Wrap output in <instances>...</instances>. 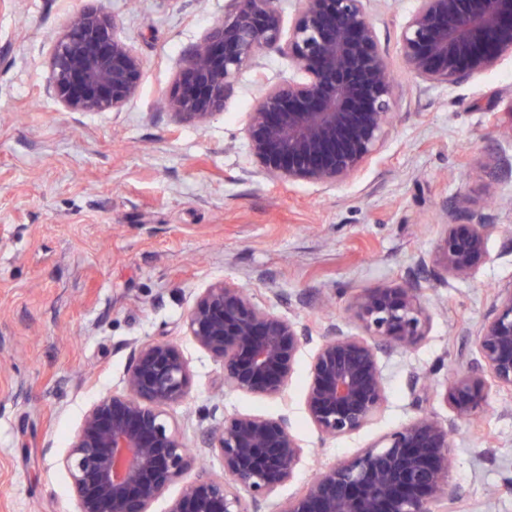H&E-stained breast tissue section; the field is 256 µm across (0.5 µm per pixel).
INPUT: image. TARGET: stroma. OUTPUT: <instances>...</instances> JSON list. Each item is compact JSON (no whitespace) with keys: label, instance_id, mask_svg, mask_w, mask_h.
I'll use <instances>...</instances> for the list:
<instances>
[{"label":"stroma","instance_id":"obj_1","mask_svg":"<svg viewBox=\"0 0 512 512\" xmlns=\"http://www.w3.org/2000/svg\"><path fill=\"white\" fill-rule=\"evenodd\" d=\"M82 0H0V512H77L60 463L90 403L118 391L132 339L178 343L188 398L171 410L207 473L223 472L200 433L241 412L287 415L305 453L274 495L300 493L417 413L413 372L437 389L426 412L453 421L446 388L477 356L494 288L512 284V58L452 87L396 71L379 151L347 182L273 184L254 175L242 128L259 88L292 75L261 52L223 111L200 127L158 105L180 63L227 0H101L145 63L120 110L69 112L48 86L49 60ZM413 0H370L390 59ZM491 225L488 260L470 278L424 291L426 336L383 355V410L358 433L320 441L303 405L313 347L287 399L225 390L219 365L187 336L196 294L222 280L260 306L320 327L348 320L361 289L395 287L435 265L445 220ZM456 512H512V393L489 388L474 423L453 422Z\"/></svg>","mask_w":512,"mask_h":512}]
</instances>
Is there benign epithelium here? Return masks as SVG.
I'll use <instances>...</instances> for the list:
<instances>
[{
    "instance_id": "1",
    "label": "benign epithelium",
    "mask_w": 512,
    "mask_h": 512,
    "mask_svg": "<svg viewBox=\"0 0 512 512\" xmlns=\"http://www.w3.org/2000/svg\"><path fill=\"white\" fill-rule=\"evenodd\" d=\"M52 51L49 87L69 112L123 108L145 65L118 37L115 17L85 0ZM181 64L164 99L179 124H200L224 108L240 73L265 49L292 62L297 75L260 85L242 134L269 182L336 187L380 149L394 107L395 84L367 0H299L284 24L280 0H228ZM404 71L428 88L483 75L512 55V0H415L399 36ZM489 225L448 224L439 244L441 285L474 275L487 259ZM424 280L357 294L347 325L330 320L311 357L304 394L320 438L367 426L386 402L381 355L408 349L426 335ZM188 336L223 370L224 388L284 396L297 357L312 343L303 324L255 304L240 286L215 281L185 317ZM477 363L455 377L449 399L459 421L485 410L487 381L512 392V284L496 290L475 335ZM183 351L164 339L132 343L123 390L100 396L84 413L60 463L78 512H151L169 483L195 470V458L169 409L189 394ZM202 447L220 454L224 475L198 472L166 512H264L295 476L303 446L288 418L224 415ZM456 499L448 425L426 413L351 459L327 467L273 512H448Z\"/></svg>"
}]
</instances>
